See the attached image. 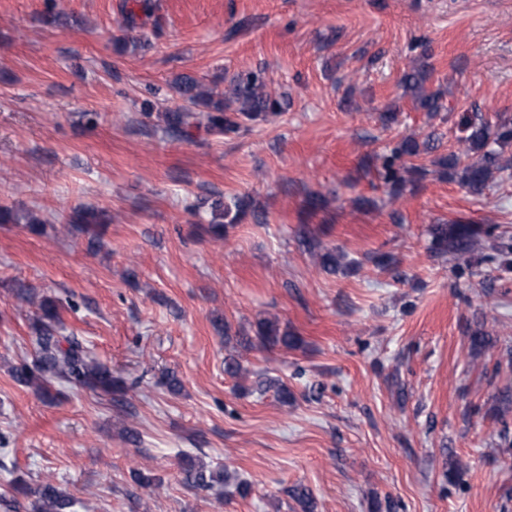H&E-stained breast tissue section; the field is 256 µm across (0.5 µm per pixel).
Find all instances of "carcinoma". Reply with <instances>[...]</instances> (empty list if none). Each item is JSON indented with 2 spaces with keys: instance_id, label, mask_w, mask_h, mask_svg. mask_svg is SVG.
<instances>
[{
  "instance_id": "carcinoma-1",
  "label": "carcinoma",
  "mask_w": 512,
  "mask_h": 512,
  "mask_svg": "<svg viewBox=\"0 0 512 512\" xmlns=\"http://www.w3.org/2000/svg\"><path fill=\"white\" fill-rule=\"evenodd\" d=\"M433 69L426 64L412 63L400 79L404 91L412 93L418 108L434 115L445 109L440 95L430 92L425 84L432 76ZM181 97L190 104L176 112L161 114L165 128L177 137L191 135V130L205 127L206 131L218 135L236 133L249 121L276 116L288 106V100L271 97L265 91L264 81L255 73L235 77L228 91L222 95L205 89L197 80L183 76L176 82ZM210 108L205 120H200L194 108L199 105ZM465 150L463 154H450L432 160V164L442 172L453 175L460 173L461 185L474 195L483 193L495 174L512 168V155L505 154V148L512 146V119H503L495 124L468 120L465 127ZM434 150L429 140L418 142L412 137L404 138L382 157L381 178L395 197H400L409 186H416L428 174L424 165L410 162ZM35 226L40 219L29 213L22 217L9 208H0L1 224H17L20 220ZM111 222L105 213L93 208L76 207L69 223L82 224L89 229L96 224ZM494 228L480 224L458 222L456 224H433L430 227L432 248L438 254H451L458 261V269L471 267V253L481 234L491 236ZM300 243L315 254L320 268L330 274L345 270L342 255L334 249H322L314 232L303 224L298 230ZM481 261L495 264L504 270H512V239H500L492 253ZM40 314L31 325L29 340L34 358L10 367V374L18 384L30 387L48 401L61 395L58 386L72 389L92 388L107 394L121 393L126 383L112 375L104 364L92 359L83 342L76 336H61L58 325L61 322L58 301L44 298L39 304ZM256 339L262 346L277 344L285 348H295L300 338L288 330H280L275 320L264 319L257 323ZM512 411V387L498 392V406L493 410V418L502 423L499 438L508 442L512 432L506 421V414ZM183 481L197 488L210 489L229 479L224 468H210L191 456L183 457ZM290 496L300 506L302 512H314V499L309 491L301 486L289 490ZM36 499L30 504L31 512H71L74 505L71 495L62 487L45 479L35 491Z\"/></svg>"
}]
</instances>
